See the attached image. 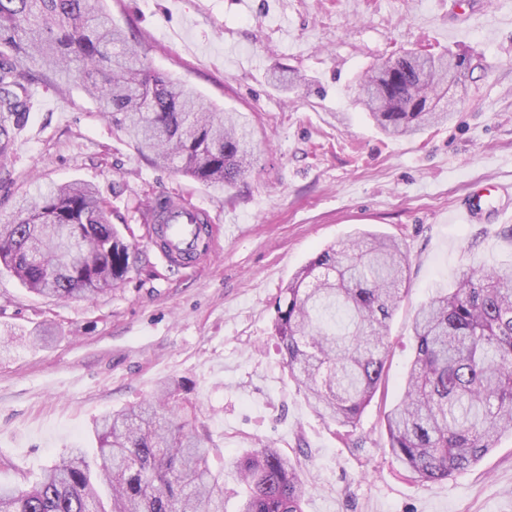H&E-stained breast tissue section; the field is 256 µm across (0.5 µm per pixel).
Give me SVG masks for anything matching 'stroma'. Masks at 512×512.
I'll return each mask as SVG.
<instances>
[{
    "instance_id": "1",
    "label": "stroma",
    "mask_w": 512,
    "mask_h": 512,
    "mask_svg": "<svg viewBox=\"0 0 512 512\" xmlns=\"http://www.w3.org/2000/svg\"><path fill=\"white\" fill-rule=\"evenodd\" d=\"M130 47L202 98L241 113L260 144L248 172L212 187L151 166L76 85L32 87L0 182V222L37 186L81 180L132 225L137 267L91 300L30 293L0 268V485L31 486L67 449L96 452L99 419L181 383L239 512V464L270 444L296 461L304 512H512V435L475 467L426 483L387 448L410 324L460 269L512 261V0H105ZM405 51H450L471 69L448 124L382 135L355 103L362 75ZM297 76L275 86L273 73ZM487 188L476 222L455 213ZM182 196L212 219L215 255L171 268L149 245L147 207ZM368 231L401 242L407 291L391 322L384 385L352 433L321 418L277 348L276 302L331 244Z\"/></svg>"
}]
</instances>
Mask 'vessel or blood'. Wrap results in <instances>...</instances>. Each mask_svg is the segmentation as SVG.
Returning <instances> with one entry per match:
<instances>
[{"mask_svg": "<svg viewBox=\"0 0 512 512\" xmlns=\"http://www.w3.org/2000/svg\"><path fill=\"white\" fill-rule=\"evenodd\" d=\"M168 216L169 222L164 225L162 235L152 240L153 248L158 249L168 262L188 268L197 264L201 257L214 253L211 233L200 228L201 223L209 219L204 209L175 206Z\"/></svg>", "mask_w": 512, "mask_h": 512, "instance_id": "vessel-or-blood-1", "label": "vessel or blood"}]
</instances>
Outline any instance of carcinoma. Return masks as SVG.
Listing matches in <instances>:
<instances>
[{"label": "carcinoma", "mask_w": 512, "mask_h": 512, "mask_svg": "<svg viewBox=\"0 0 512 512\" xmlns=\"http://www.w3.org/2000/svg\"><path fill=\"white\" fill-rule=\"evenodd\" d=\"M387 63L367 72L359 90L385 135L414 137L452 119L430 91L458 85L469 60L410 51ZM30 65L80 84L159 168L223 188L251 166L250 123L154 70L127 46L104 0H0L1 162L31 112L39 76ZM174 203L154 202V233ZM108 214L88 184L47 187L0 224V266L38 295L90 300L137 262L135 230H119ZM48 267L51 278L42 274ZM407 269L397 241L365 232L323 249L281 291L274 332L283 362L315 410L340 428H357L383 383L388 321ZM412 333L403 396L384 415L387 446L407 470L435 483L476 465L512 433V265L461 271L420 308ZM179 388L167 383L156 398L104 416L94 457L73 448L31 488L0 486V512H224V482L193 423L178 413ZM240 478L239 512H303L307 489L279 449L265 445L246 456Z\"/></svg>", "instance_id": "obj_1"}]
</instances>
